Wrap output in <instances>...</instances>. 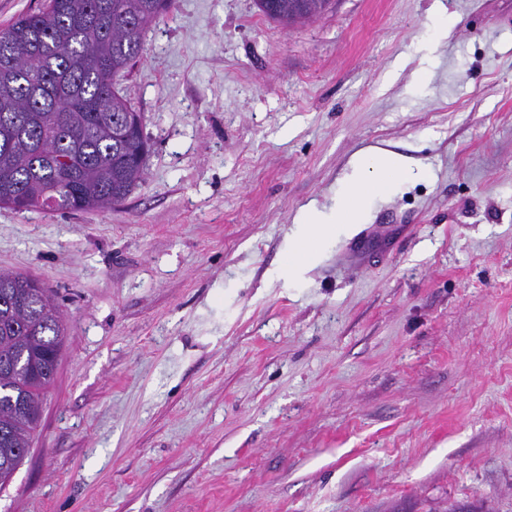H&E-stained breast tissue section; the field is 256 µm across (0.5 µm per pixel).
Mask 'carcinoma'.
<instances>
[{
    "instance_id": "carcinoma-1",
    "label": "carcinoma",
    "mask_w": 512,
    "mask_h": 512,
    "mask_svg": "<svg viewBox=\"0 0 512 512\" xmlns=\"http://www.w3.org/2000/svg\"><path fill=\"white\" fill-rule=\"evenodd\" d=\"M46 0L0 29V206L81 213L125 200L144 179V117L117 81L142 57L162 0ZM322 0H256L267 18L303 23ZM66 327L51 291L0 271V489L9 485L42 422Z\"/></svg>"
}]
</instances>
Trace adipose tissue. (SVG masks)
<instances>
[{"label": "adipose tissue", "mask_w": 512, "mask_h": 512, "mask_svg": "<svg viewBox=\"0 0 512 512\" xmlns=\"http://www.w3.org/2000/svg\"><path fill=\"white\" fill-rule=\"evenodd\" d=\"M352 165L359 170L360 177L352 191L337 201L331 213H324L313 204L300 211L298 223L309 225L310 230L306 238L290 246L288 267H296L303 261L334 225L359 223L372 200L388 195L395 186L416 176L414 169L401 157L375 149L357 152Z\"/></svg>", "instance_id": "1"}]
</instances>
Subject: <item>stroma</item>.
<instances>
[{"label":"stroma","mask_w":512,"mask_h":512,"mask_svg":"<svg viewBox=\"0 0 512 512\" xmlns=\"http://www.w3.org/2000/svg\"><path fill=\"white\" fill-rule=\"evenodd\" d=\"M118 86L139 187L0 207L67 326L0 512H512V0H174ZM366 147L422 177L287 270ZM322 1L324 0H256L255 2L258 10L265 17L288 25L303 23L319 15L325 10L318 12Z\"/></svg>","instance_id":"obj_1"}]
</instances>
